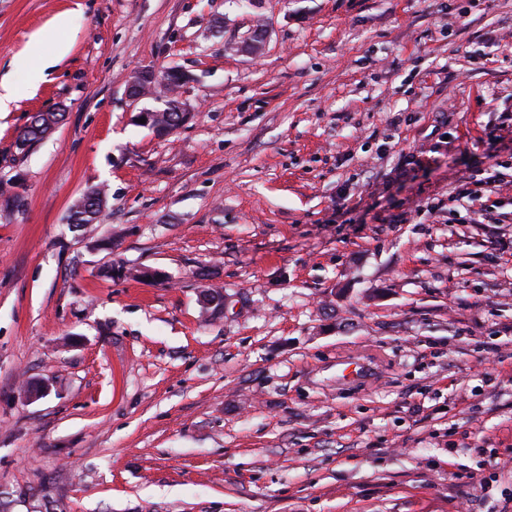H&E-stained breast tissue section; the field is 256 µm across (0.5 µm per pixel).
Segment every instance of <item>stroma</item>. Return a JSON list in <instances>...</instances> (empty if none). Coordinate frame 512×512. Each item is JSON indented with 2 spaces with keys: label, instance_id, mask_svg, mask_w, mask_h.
I'll return each instance as SVG.
<instances>
[{
  "label": "stroma",
  "instance_id": "obj_1",
  "mask_svg": "<svg viewBox=\"0 0 512 512\" xmlns=\"http://www.w3.org/2000/svg\"><path fill=\"white\" fill-rule=\"evenodd\" d=\"M6 71L0 512H512V0H0ZM167 109L171 112H164L163 110H142L138 113L137 118H145L144 124H150L152 120L156 117V124L160 127L157 130V136L163 137L169 135L171 132L184 125L190 118L191 113L187 112H177L181 109V104L179 101L171 97L168 101ZM157 112V116L156 113ZM47 113V117H42L36 122L26 124L19 132L16 139V146L20 150L34 145L49 134L52 126L63 122L65 112H42ZM108 205V193L104 188L89 187L70 205L69 224L80 230L102 220Z\"/></svg>",
  "mask_w": 512,
  "mask_h": 512
}]
</instances>
